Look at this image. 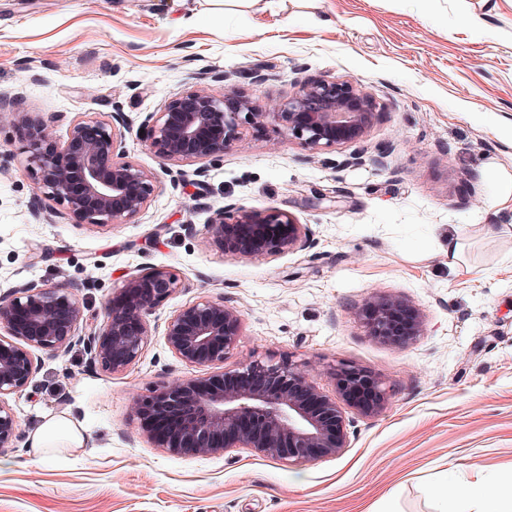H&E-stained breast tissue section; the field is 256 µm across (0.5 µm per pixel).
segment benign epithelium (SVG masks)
<instances>
[{"label": "benign epithelium", "instance_id": "1", "mask_svg": "<svg viewBox=\"0 0 512 512\" xmlns=\"http://www.w3.org/2000/svg\"><path fill=\"white\" fill-rule=\"evenodd\" d=\"M377 102L348 81L324 76L298 84L278 112H264L235 92L207 86L172 97L147 117L148 149L165 165L206 164L224 157L249 128L275 123L289 141L312 153H327L367 135ZM0 112H9L26 135L27 167L57 211L87 228L130 224L157 189L155 174L124 156L112 121L75 119L58 142L43 120L14 109L0 96ZM208 234L225 254L266 259L305 246L307 225L286 211H257L245 206L219 211ZM181 288L178 275L155 266L124 280L104 308L100 326L87 327L86 306L71 289L43 287L33 281L0 293V447L21 438L11 401L24 394L38 370V353L63 354L82 347L91 363L110 374L136 362L151 336L148 315ZM406 303L374 296L358 311L367 333L401 347L421 332L415 310L404 332L395 331L397 310ZM240 310L224 298L202 296L168 320L165 340L171 353L191 367L224 363L236 346ZM262 373L269 386H229L224 380ZM150 402L170 423L162 430L141 426L148 443L174 455L222 454L250 448L282 462L334 457L347 447L348 432L336 399L317 391L293 361L256 358L240 370L208 378L186 377L147 390L134 411Z\"/></svg>", "mask_w": 512, "mask_h": 512}]
</instances>
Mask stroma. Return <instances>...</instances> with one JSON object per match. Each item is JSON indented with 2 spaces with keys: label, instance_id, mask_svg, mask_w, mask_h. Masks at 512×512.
<instances>
[{
  "label": "stroma",
  "instance_id": "obj_1",
  "mask_svg": "<svg viewBox=\"0 0 512 512\" xmlns=\"http://www.w3.org/2000/svg\"><path fill=\"white\" fill-rule=\"evenodd\" d=\"M308 76L376 99L365 163H350L354 145L312 154L269 124L175 187L146 146V115L179 91L219 77L275 112ZM0 94L21 95L59 141L74 119L121 113L127 159L158 178L132 223L86 229L53 215L22 130L0 116V293L68 287L98 323L126 277L167 266L182 280L125 371L78 348L41 354L12 402L22 432L63 414L86 442L50 462L1 450L0 512H439L428 484L512 483V212L489 210L487 179L512 173V0H0ZM240 205L288 211L306 246L222 254L207 225ZM204 295L243 315L225 371L289 355L332 397L330 368L347 363L382 378L383 407L346 410L347 448L312 461L150 447L132 422L140 395L213 372L164 336ZM374 295L416 310L420 336L402 348L369 336L356 311Z\"/></svg>",
  "mask_w": 512,
  "mask_h": 512
}]
</instances>
